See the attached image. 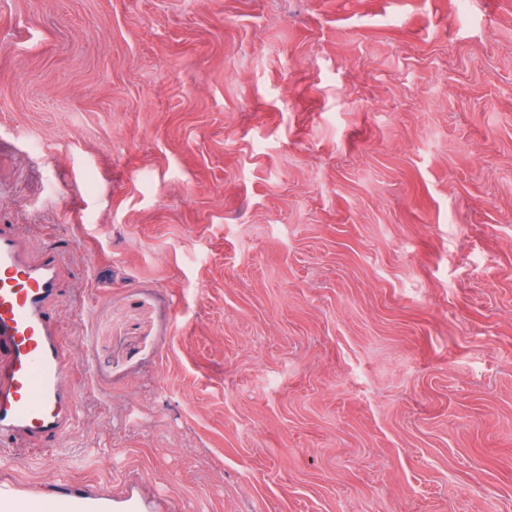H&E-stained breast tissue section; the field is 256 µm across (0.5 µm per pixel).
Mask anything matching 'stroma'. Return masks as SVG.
<instances>
[{
	"instance_id": "35a3bbf8",
	"label": "stroma",
	"mask_w": 512,
	"mask_h": 512,
	"mask_svg": "<svg viewBox=\"0 0 512 512\" xmlns=\"http://www.w3.org/2000/svg\"><path fill=\"white\" fill-rule=\"evenodd\" d=\"M0 224L80 409L18 495L512 512V0H0Z\"/></svg>"
}]
</instances>
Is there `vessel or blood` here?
Returning a JSON list of instances; mask_svg holds the SVG:
<instances>
[{
    "label": "vessel or blood",
    "mask_w": 512,
    "mask_h": 512,
    "mask_svg": "<svg viewBox=\"0 0 512 512\" xmlns=\"http://www.w3.org/2000/svg\"><path fill=\"white\" fill-rule=\"evenodd\" d=\"M66 258L56 248L30 256L22 234L0 225V460L64 439L77 395L62 377L71 364L52 312L60 302Z\"/></svg>",
    "instance_id": "b4317fda"
}]
</instances>
